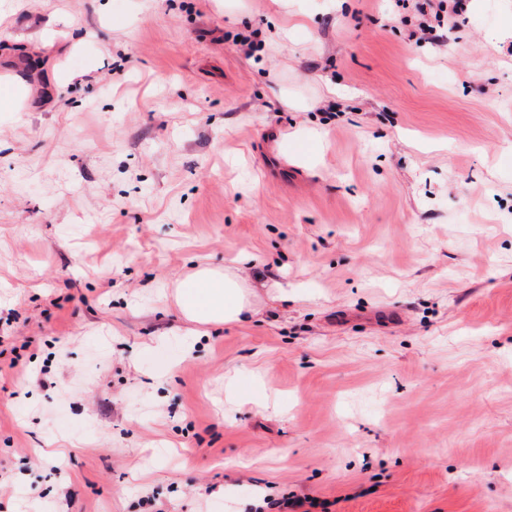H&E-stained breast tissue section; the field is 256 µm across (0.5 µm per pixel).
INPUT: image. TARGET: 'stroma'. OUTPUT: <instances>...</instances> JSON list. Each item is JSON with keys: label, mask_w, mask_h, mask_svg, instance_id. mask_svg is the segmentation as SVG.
<instances>
[{"label": "stroma", "mask_w": 512, "mask_h": 512, "mask_svg": "<svg viewBox=\"0 0 512 512\" xmlns=\"http://www.w3.org/2000/svg\"><path fill=\"white\" fill-rule=\"evenodd\" d=\"M415 29L0 0V512H512V0ZM243 288L232 275L206 266L179 281L175 296L189 320L214 325L238 322L252 313Z\"/></svg>", "instance_id": "stroma-1"}]
</instances>
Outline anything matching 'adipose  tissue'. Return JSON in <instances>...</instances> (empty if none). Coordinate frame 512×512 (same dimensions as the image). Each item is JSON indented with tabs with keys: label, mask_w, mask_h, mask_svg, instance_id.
<instances>
[{
	"label": "adipose tissue",
	"mask_w": 512,
	"mask_h": 512,
	"mask_svg": "<svg viewBox=\"0 0 512 512\" xmlns=\"http://www.w3.org/2000/svg\"><path fill=\"white\" fill-rule=\"evenodd\" d=\"M175 296L183 314L201 325L238 322L250 312L242 284L208 266L179 281Z\"/></svg>",
	"instance_id": "1"
}]
</instances>
